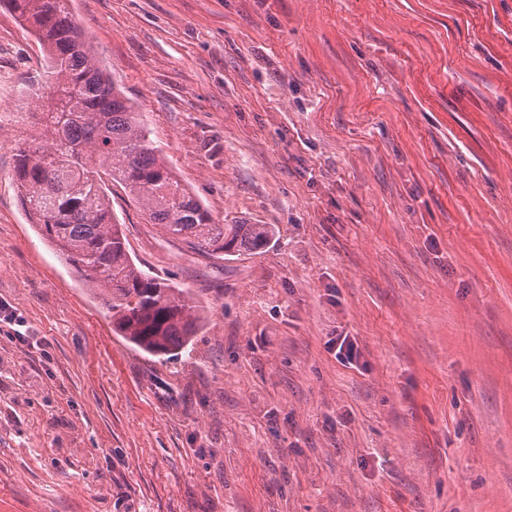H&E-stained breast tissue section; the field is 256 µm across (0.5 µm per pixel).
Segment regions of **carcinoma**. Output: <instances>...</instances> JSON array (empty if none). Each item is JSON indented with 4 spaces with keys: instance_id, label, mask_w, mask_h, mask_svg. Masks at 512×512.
Wrapping results in <instances>:
<instances>
[{
    "instance_id": "cac0c4a2",
    "label": "carcinoma",
    "mask_w": 512,
    "mask_h": 512,
    "mask_svg": "<svg viewBox=\"0 0 512 512\" xmlns=\"http://www.w3.org/2000/svg\"><path fill=\"white\" fill-rule=\"evenodd\" d=\"M45 53L44 83L59 93L44 132L18 145L15 177L25 213L96 295L112 330L152 356L188 346L203 327L190 292L138 267L112 214L107 186L132 196L160 237L208 255L262 250L271 224H216L173 174L74 22L69 0H6Z\"/></svg>"
}]
</instances>
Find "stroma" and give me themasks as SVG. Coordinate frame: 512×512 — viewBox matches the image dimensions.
<instances>
[{
	"label": "stroma",
	"mask_w": 512,
	"mask_h": 512,
	"mask_svg": "<svg viewBox=\"0 0 512 512\" xmlns=\"http://www.w3.org/2000/svg\"><path fill=\"white\" fill-rule=\"evenodd\" d=\"M69 7L214 222L277 234L208 256L113 188L205 316L150 356L24 212L35 106L0 118V512H512V0ZM43 67L0 5V81Z\"/></svg>",
	"instance_id": "stroma-1"
}]
</instances>
